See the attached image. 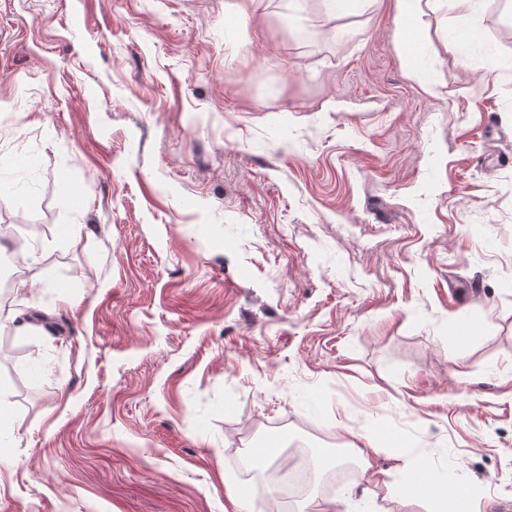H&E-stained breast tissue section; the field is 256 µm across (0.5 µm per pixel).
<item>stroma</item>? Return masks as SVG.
I'll return each instance as SVG.
<instances>
[{
	"label": "stroma",
	"mask_w": 512,
	"mask_h": 512,
	"mask_svg": "<svg viewBox=\"0 0 512 512\" xmlns=\"http://www.w3.org/2000/svg\"><path fill=\"white\" fill-rule=\"evenodd\" d=\"M224 3L0 0V512H239L272 433L288 512H426L408 463L512 502V0ZM15 428L7 402V394L0 388V462H10L4 448H12L15 443ZM308 471L299 456H293L287 467L282 469L277 477L274 479L281 487V494L283 497L279 499L281 502V511H284L288 502V493L293 488L302 489L308 481Z\"/></svg>",
	"instance_id": "obj_1"
}]
</instances>
